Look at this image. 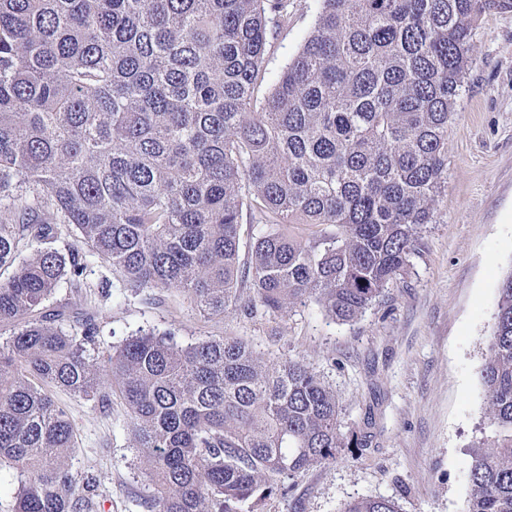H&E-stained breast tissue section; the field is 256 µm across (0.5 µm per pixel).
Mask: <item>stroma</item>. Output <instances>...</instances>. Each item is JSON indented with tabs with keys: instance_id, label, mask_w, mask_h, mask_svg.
<instances>
[{
	"instance_id": "1",
	"label": "stroma",
	"mask_w": 512,
	"mask_h": 512,
	"mask_svg": "<svg viewBox=\"0 0 512 512\" xmlns=\"http://www.w3.org/2000/svg\"><path fill=\"white\" fill-rule=\"evenodd\" d=\"M314 0H297L294 22L271 42L276 75L312 30ZM473 67L448 122V186L404 279L357 320L341 324L315 303L282 315L200 319L176 293L153 303L113 288L112 269L86 254L98 356L137 329L174 332L182 344L238 336L263 357L303 359L332 390L344 431L368 432L364 448L273 488L255 512H341L362 497H390L402 512H466L471 447L488 428L480 380L502 279L512 273V8L490 5L470 42ZM73 423L68 463L94 486L95 512H146L150 489L130 416L63 389L53 392Z\"/></svg>"
}]
</instances>
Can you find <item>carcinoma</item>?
I'll return each mask as SVG.
<instances>
[{
  "label": "carcinoma",
  "mask_w": 512,
  "mask_h": 512,
  "mask_svg": "<svg viewBox=\"0 0 512 512\" xmlns=\"http://www.w3.org/2000/svg\"><path fill=\"white\" fill-rule=\"evenodd\" d=\"M485 0H315L265 79L294 0H0V466L13 512H92L49 388H109L130 413L148 512H254L290 477L366 440L301 360L241 337L183 346L138 330L106 369L83 247L124 292L171 290L204 319L311 301L357 319L404 276L448 180V121ZM258 226L241 254L243 224ZM66 241L61 250L54 243ZM22 261L17 257L25 250ZM492 435L466 512H512V272L480 370ZM341 512H400L387 497ZM298 11L294 22L270 43L265 54L264 68L270 76H275L299 50L305 36L315 24V0H296ZM311 6V8L309 7ZM18 488L19 484L13 472L2 471L0 480V512L12 510Z\"/></svg>",
  "instance_id": "obj_1"
}]
</instances>
